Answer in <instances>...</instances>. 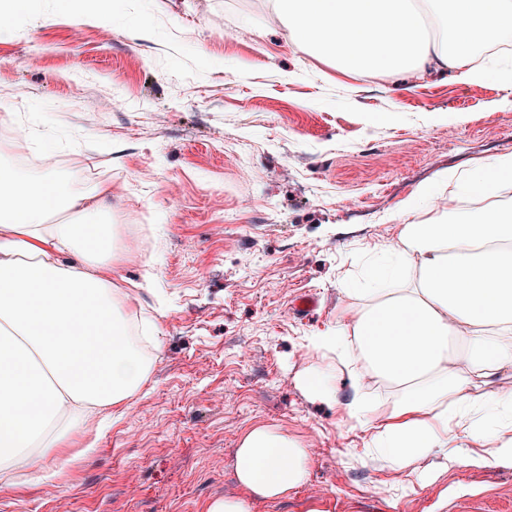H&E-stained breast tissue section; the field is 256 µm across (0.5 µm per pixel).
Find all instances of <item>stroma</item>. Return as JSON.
Instances as JSON below:
<instances>
[{"mask_svg": "<svg viewBox=\"0 0 512 512\" xmlns=\"http://www.w3.org/2000/svg\"><path fill=\"white\" fill-rule=\"evenodd\" d=\"M2 109L30 126L31 151L122 175L112 282L139 285L135 333L153 342L143 385L95 421L94 451L0 480V512H207L222 497L251 512H512L511 462L452 466L436 449L399 467L350 417L348 375L333 407L297 383L335 366L310 340L368 303L365 271L422 219L406 200L512 155V84L432 61L369 90L300 50L271 0H115L98 22L31 0L0 38ZM354 201L366 223H349ZM144 211L149 249L126 254ZM255 428L321 445L304 485L267 499L238 482Z\"/></svg>", "mask_w": 512, "mask_h": 512, "instance_id": "stroma-1", "label": "stroma"}]
</instances>
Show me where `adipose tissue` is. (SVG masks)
<instances>
[{"instance_id":"obj_1","label":"adipose tissue","mask_w":512,"mask_h":512,"mask_svg":"<svg viewBox=\"0 0 512 512\" xmlns=\"http://www.w3.org/2000/svg\"><path fill=\"white\" fill-rule=\"evenodd\" d=\"M511 181L512 156L476 163L456 193L487 205L403 225L393 260L369 273L376 300L312 340L348 369L350 416L367 409L364 379L398 390L371 427L375 454L403 466L435 448L458 465L512 462V396L477 390L512 373V203L495 198ZM111 214L102 188L78 192L0 165L1 473L60 455L89 434L96 409L128 398L149 372L112 286ZM463 436L481 449L462 448ZM308 471L307 450L267 428L237 450L239 483L265 498Z\"/></svg>"}]
</instances>
